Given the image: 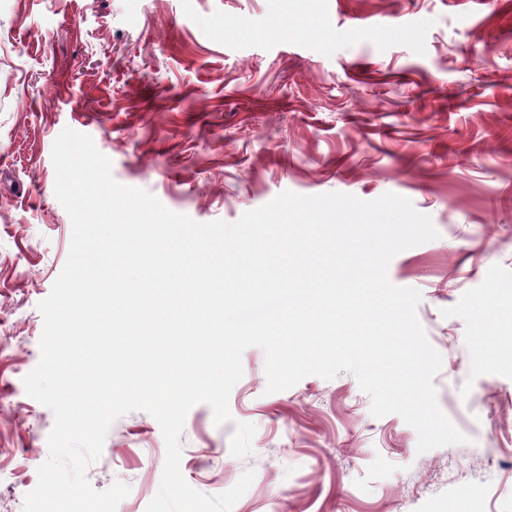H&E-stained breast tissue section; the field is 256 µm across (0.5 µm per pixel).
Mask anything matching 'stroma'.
Wrapping results in <instances>:
<instances>
[{"label": "stroma", "mask_w": 512, "mask_h": 512, "mask_svg": "<svg viewBox=\"0 0 512 512\" xmlns=\"http://www.w3.org/2000/svg\"><path fill=\"white\" fill-rule=\"evenodd\" d=\"M67 127L117 182L200 223L286 190L393 192L439 232L388 276L421 294L439 406L465 443L417 453L349 372L266 393L252 346L231 421L187 414L192 488L251 468L233 512H512V0H0V512H23L49 454L54 414L23 379L69 253L52 163ZM165 454L132 412L87 479L130 485L117 512H146Z\"/></svg>", "instance_id": "35a3bbf8"}]
</instances>
